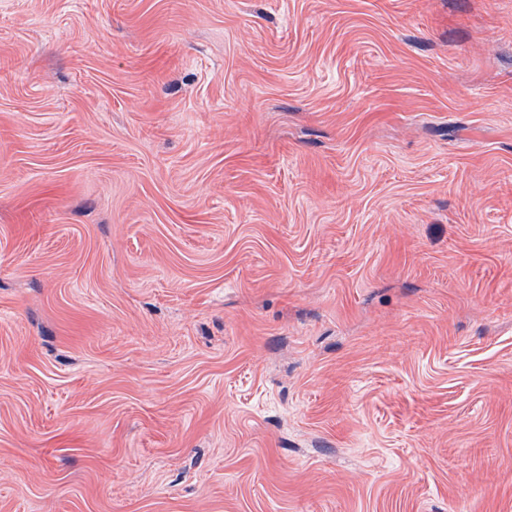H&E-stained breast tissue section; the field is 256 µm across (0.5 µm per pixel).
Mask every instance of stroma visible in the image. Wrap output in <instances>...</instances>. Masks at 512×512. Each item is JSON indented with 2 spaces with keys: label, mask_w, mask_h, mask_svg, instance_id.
<instances>
[{
  "label": "stroma",
  "mask_w": 512,
  "mask_h": 512,
  "mask_svg": "<svg viewBox=\"0 0 512 512\" xmlns=\"http://www.w3.org/2000/svg\"><path fill=\"white\" fill-rule=\"evenodd\" d=\"M0 512H512V0H0Z\"/></svg>",
  "instance_id": "35a3bbf8"
}]
</instances>
